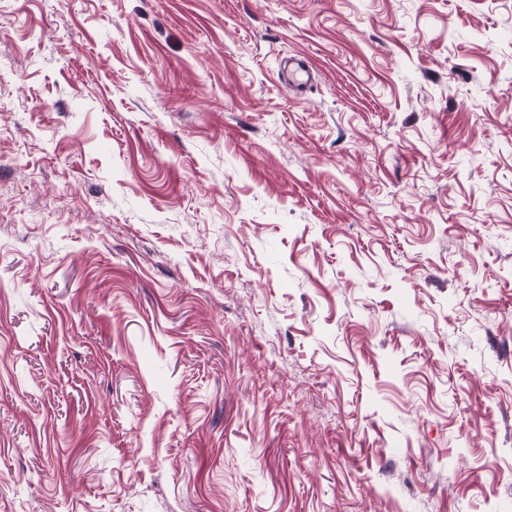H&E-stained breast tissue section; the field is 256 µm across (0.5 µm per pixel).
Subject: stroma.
I'll return each instance as SVG.
<instances>
[{"label": "stroma", "mask_w": 512, "mask_h": 512, "mask_svg": "<svg viewBox=\"0 0 512 512\" xmlns=\"http://www.w3.org/2000/svg\"><path fill=\"white\" fill-rule=\"evenodd\" d=\"M0 512H512V0H0ZM288 66V74L285 75L282 72V81L288 84V87L295 92V94L301 95L312 83L314 77L312 72L313 67L301 56L295 57V59L290 58L288 60Z\"/></svg>", "instance_id": "obj_1"}]
</instances>
